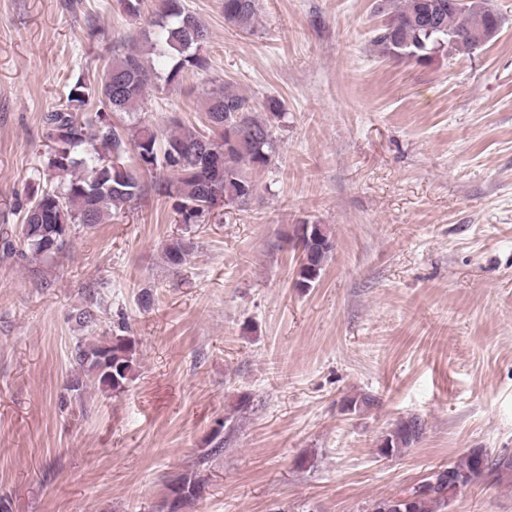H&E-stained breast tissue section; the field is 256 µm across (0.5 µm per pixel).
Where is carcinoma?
I'll list each match as a JSON object with an SVG mask.
<instances>
[{
	"instance_id": "cac0c4a2",
	"label": "carcinoma",
	"mask_w": 512,
	"mask_h": 512,
	"mask_svg": "<svg viewBox=\"0 0 512 512\" xmlns=\"http://www.w3.org/2000/svg\"><path fill=\"white\" fill-rule=\"evenodd\" d=\"M144 0H118L122 11L139 21L138 37L113 47L94 83L77 76L68 84L61 107L43 115L45 139L50 143L43 177L28 195L21 223L23 247L11 237L0 238V250L21 259L33 255L51 258L69 242L72 227H92L112 219V212L146 192L143 176L155 177L153 189L172 199L179 224H210L224 201L243 208L259 189L256 176L272 169L276 154L274 123L283 115L279 100L262 105L265 116L250 100L225 82L212 81L202 90L204 128L178 121L165 132L142 117L149 92L159 81L178 84L186 71L209 67L207 28L181 5V0H155L143 14ZM384 16L372 42L379 52L395 59L425 64L447 45L472 53L498 34L502 20L488 0H376ZM224 20L244 33L258 23V0H223ZM122 112L128 123L117 125L110 113ZM134 163H126L127 154ZM303 237L305 260L295 286L311 288L319 280L334 244L324 224L293 225ZM194 248L187 238L166 244L163 253L174 271L182 269ZM100 309L85 306L75 314L82 327H93ZM134 342L115 335L105 342L79 340L70 354L73 378L67 391L79 399L90 386L114 392L124 388L134 367ZM422 421L410 417L395 425L380 444L379 453L390 457L419 439ZM499 478L512 476V457L489 461L481 448H472L457 461L437 466L408 490L379 502L404 498L402 512H448L450 500L485 471ZM200 480L182 475L170 485L165 512H178L191 501L183 492H199Z\"/></svg>"
}]
</instances>
